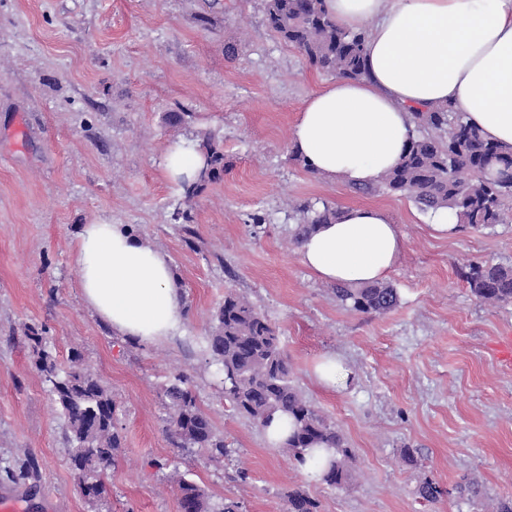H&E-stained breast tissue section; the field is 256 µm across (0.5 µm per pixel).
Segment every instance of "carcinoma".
Listing matches in <instances>:
<instances>
[{
    "mask_svg": "<svg viewBox=\"0 0 512 512\" xmlns=\"http://www.w3.org/2000/svg\"><path fill=\"white\" fill-rule=\"evenodd\" d=\"M268 29L280 41L297 48L317 70L342 77L366 74V31L340 28L326 8L325 0H264ZM415 136L400 163L374 186L356 191L392 193L411 198L424 212L446 210L456 223L473 229L512 223V151L487 140L471 124L467 114L448 103L425 112L412 113ZM207 165L197 180L183 184L186 200L200 194L207 184L224 173V150L209 134L197 140ZM300 222L293 233L298 244L319 224L336 217L329 206L318 210L303 202L293 205ZM171 220L186 235L195 236L191 207L176 208ZM463 278L470 292L488 304L512 302V266L473 263ZM336 298L352 310L381 314L397 303L396 290L387 283L361 288H335ZM216 325L208 336V348L222 367L224 399L241 415L266 428L278 415L292 419L293 432L286 448L299 464L316 443L333 450L321 481L334 486L352 478L346 448L340 433L326 416L308 401L293 383L292 366L280 337L269 320L244 297L233 292L214 314ZM35 366L48 385L65 423L70 447V466L83 495L98 500L105 492L99 476L115 461L122 436L115 424L116 404L112 393L82 364L81 354L71 356L64 371L46 347L45 329L25 331ZM169 432L182 448H205L214 457L224 456V437L218 435L201 411L187 376L173 375L165 389ZM40 474L38 460L23 453L0 465V479L29 485ZM182 512H239L240 505L227 501L219 510L211 507L205 492L194 482L176 478ZM419 498L436 502L443 490L426 480L417 489ZM318 503L302 489L286 495V512H317Z\"/></svg>",
    "mask_w": 512,
    "mask_h": 512,
    "instance_id": "1",
    "label": "carcinoma"
}]
</instances>
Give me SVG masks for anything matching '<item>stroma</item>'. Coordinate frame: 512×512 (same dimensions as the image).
I'll list each match as a JSON object with an SVG mask.
<instances>
[{
  "label": "stroma",
  "instance_id": "1",
  "mask_svg": "<svg viewBox=\"0 0 512 512\" xmlns=\"http://www.w3.org/2000/svg\"><path fill=\"white\" fill-rule=\"evenodd\" d=\"M239 54L228 59L226 44ZM268 30L262 0H0V458H37L36 487L0 483L28 512H181L173 480L212 505L284 512L300 487L320 512H485L512 498V303L488 305L460 273L512 265V224L444 232L407 197L361 195L292 161L306 99L327 83ZM188 113L180 124L168 113ZM213 133L230 167L193 199L163 173L173 143ZM379 205L404 250L388 281L398 305L363 314L302 265L291 202ZM191 207L197 247L171 223ZM264 224L252 225L254 212ZM105 216L167 254L182 285L180 334L151 343L112 333L84 304L78 229ZM275 327L303 396L335 423L354 454L353 479H310L260 427L225 402L206 338L226 292ZM46 328L61 367L72 353L109 388L123 437L84 497L63 421L24 332ZM336 354L344 375L321 389L314 368ZM186 374L227 453L177 447L164 390ZM431 479L441 500L419 498ZM478 484L481 495L456 487Z\"/></svg>",
  "mask_w": 512,
  "mask_h": 512
}]
</instances>
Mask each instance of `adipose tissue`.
<instances>
[{
  "label": "adipose tissue",
  "mask_w": 512,
  "mask_h": 512,
  "mask_svg": "<svg viewBox=\"0 0 512 512\" xmlns=\"http://www.w3.org/2000/svg\"><path fill=\"white\" fill-rule=\"evenodd\" d=\"M336 23L367 29L365 76L339 78L299 112L291 142L316 173L352 187L377 184L402 158L411 112L453 104L489 141L512 150V0H326ZM194 141L168 147L164 174L195 178ZM81 295L112 331L142 342L176 335L185 320L168 256L127 226L99 218L75 237ZM404 239L385 209L342 206L299 245L319 279L361 287L384 281Z\"/></svg>",
  "instance_id": "1"
}]
</instances>
